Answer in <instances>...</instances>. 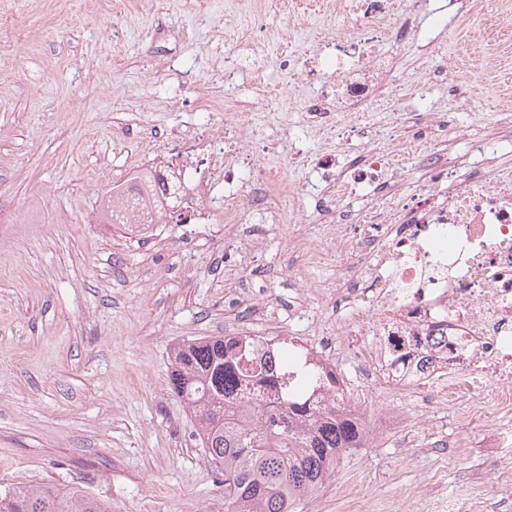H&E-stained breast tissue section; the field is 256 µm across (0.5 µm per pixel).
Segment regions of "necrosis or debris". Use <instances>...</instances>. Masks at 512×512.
I'll list each match as a JSON object with an SVG mask.
<instances>
[{"mask_svg": "<svg viewBox=\"0 0 512 512\" xmlns=\"http://www.w3.org/2000/svg\"><path fill=\"white\" fill-rule=\"evenodd\" d=\"M325 11L342 12L348 24L322 31L314 48L284 56L283 68L296 86L317 85L306 103L314 122L325 127L350 122V135L364 136L355 119L374 104L382 86L412 85L426 98V82H409L405 69L382 51L383 42L405 41L419 15L421 0H317ZM260 55L224 59V98L207 108L232 104L241 73L261 79ZM429 136L405 140L400 152L429 171L413 200L399 186L352 217L339 198L353 187L385 183L390 162L366 143L361 165L344 168L335 152L315 158L323 183L332 186L319 210L324 229L298 240L312 263L336 269L330 292L335 321L318 329L320 356L346 353L363 386L411 389L419 398L445 405L481 404L487 382L496 385L491 407L499 422L512 423V174L495 164L493 138H472L446 114L427 115ZM461 140L472 160L468 172L444 163L436 137ZM301 154L283 142L256 138L251 115L237 112L224 123L208 122L183 138L178 160L164 180L169 193L152 206L137 204L135 216L156 223L177 214L191 224L221 222L235 227L265 215L282 224L283 209L272 197L302 195L309 189L284 184L267 155Z\"/></svg>", "mask_w": 512, "mask_h": 512, "instance_id": "obj_1", "label": "necrosis or debris"}]
</instances>
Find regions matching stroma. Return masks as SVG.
I'll return each instance as SVG.
<instances>
[{"label":"stroma","instance_id":"35a3bbf8","mask_svg":"<svg viewBox=\"0 0 512 512\" xmlns=\"http://www.w3.org/2000/svg\"><path fill=\"white\" fill-rule=\"evenodd\" d=\"M18 19L0 33V493L23 483L109 500L112 512H224V484L185 403L167 388L170 350L181 341L240 330L229 296L265 299L294 335L288 303L297 271L319 283L335 268L312 267L296 238L316 233V205L296 202L302 224H256L259 245L225 264L234 239L220 224H107L101 201L144 164L166 161L149 149L155 130L184 132L202 113L213 68L228 49L224 32L246 30L236 0H0ZM442 54L386 42L410 78L429 79L427 103L512 161V0H429L439 17ZM342 16L310 11L294 26L264 9L250 40L266 58L262 80L241 75L234 111L255 113L262 137L281 138L312 158L340 143L314 127L283 54L312 46ZM120 38H113V28ZM464 83L457 95L444 80ZM410 95L373 104L362 117L386 149L408 135ZM345 395L366 410L387 406L402 423L370 432L331 479L295 512H448L467 498L480 512H512V431L458 409L421 413L410 392L378 395L359 387L350 360L339 361ZM467 444L454 447L457 435Z\"/></svg>","mask_w":512,"mask_h":512}]
</instances>
